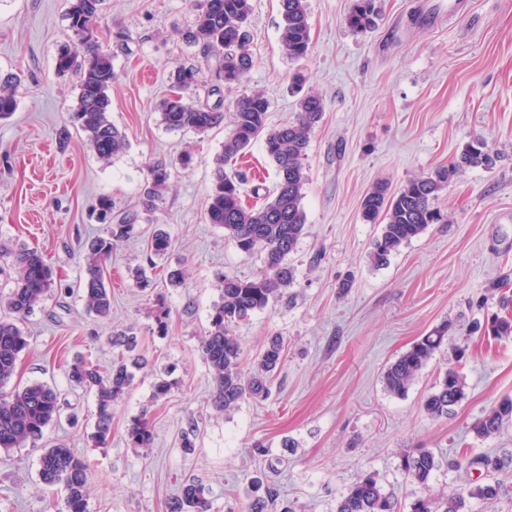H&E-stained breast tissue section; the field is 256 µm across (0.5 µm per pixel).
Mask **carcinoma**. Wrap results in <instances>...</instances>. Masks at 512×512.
Masks as SVG:
<instances>
[{"label": "carcinoma", "instance_id": "1", "mask_svg": "<svg viewBox=\"0 0 512 512\" xmlns=\"http://www.w3.org/2000/svg\"><path fill=\"white\" fill-rule=\"evenodd\" d=\"M105 0H70L67 20L73 47L58 53L55 72L64 77L77 75V108L73 113L86 140L100 160L108 163L123 153L126 133L112 123L110 90L113 77L112 52L99 42L97 22ZM282 23L279 41L289 60L299 62L311 49V27L306 0H279ZM195 17L186 34L189 42L200 46L203 64L183 65L169 75L171 94L160 104L162 121L173 131L206 134L224 123V89L243 82L254 66L247 49L251 0H194ZM378 11L375 0H353L346 22L352 30L363 32L375 25ZM207 70L210 86L207 96L217 97L213 104L203 102L197 94L202 86V70ZM20 78L0 74V119L18 108ZM270 101L263 91H254L237 99L232 112L231 128L224 138L223 152L218 155L214 180L205 206L209 224L224 229L244 253H260L262 267L249 276L224 273L221 277V302L213 307L209 324L201 340L202 357L211 377L212 403L219 412L237 407L248 398H267L272 377L283 359L284 340L275 338L256 357L257 371L249 378L242 370V350L233 327L248 321L272 301L285 294L294 281V269L288 264L304 234L306 218L301 205L307 175L303 160L307 155L310 133L325 112L323 100L313 94L301 96L295 119L279 127L268 124ZM263 140L265 153L274 165L276 185L259 208L242 202L241 186L245 177L226 172L224 165L237 159L257 140ZM192 163L188 152L176 163L159 162L149 167L153 189L165 187L172 169L187 168ZM493 158L485 142H470L459 159L429 176L407 180L398 190L378 183L363 197L361 219L366 224L381 225L368 258L375 267L384 266L398 249L422 234L428 225L441 221L433 207L438 192L454 181L467 167H490ZM99 214L109 217L107 235L95 238L85 257L82 298L87 312L105 318L112 310V293L106 284L107 260L113 249L132 236L135 224L128 216L112 215V202L103 198ZM172 246L169 235L160 231L147 246L145 263L133 270V278L148 286L155 258L165 255ZM11 259L9 278L12 286L4 298L5 313L0 316V450L19 448L43 436L44 429L59 413L58 394L43 382L7 388L15 374L21 354L29 347L22 323L53 288L51 268L36 249L21 245L6 252ZM483 326L476 325V328ZM495 338L512 336V315H496L484 326ZM451 323L444 322L415 341L384 371L385 390L404 396L422 369L442 350H452L457 360L466 356L467 346L448 336ZM70 380L93 394L96 406L94 437L104 445L112 436V406L127 392L133 380L124 357L113 361L106 372L87 361H77L69 371ZM465 398V381L454 368L425 396L424 412L435 419L446 418L452 408ZM512 425V397H504L472 426L478 439L495 437ZM128 441L135 447L148 448L154 432L147 421L137 419L126 429ZM440 459L430 448L418 446L401 458L408 479L429 487ZM456 469L479 470L483 482L460 489L440 498H419L411 512H469L468 499L494 503L502 493L498 476L512 469V451L502 449L472 457L460 455L449 462ZM39 478L47 487L62 486L66 512H87L88 474L85 462L64 444L45 449L39 461ZM253 497L248 512H268L277 499V490L261 479L252 481ZM212 501L195 482L182 485L173 512H211ZM336 512H395L393 495L378 484L374 476H359L337 503Z\"/></svg>", "mask_w": 512, "mask_h": 512}]
</instances>
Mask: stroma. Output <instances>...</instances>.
<instances>
[{
  "instance_id": "35a3bbf8",
  "label": "stroma",
  "mask_w": 512,
  "mask_h": 512,
  "mask_svg": "<svg viewBox=\"0 0 512 512\" xmlns=\"http://www.w3.org/2000/svg\"><path fill=\"white\" fill-rule=\"evenodd\" d=\"M351 5L307 0L311 52L296 64L279 43V0H252L254 66L225 91V113L240 96L262 90L270 126L293 120L297 98L288 86L297 69L325 112L304 160L306 225L289 257L295 280L287 295L234 329L245 373L277 336L286 342L284 362L267 399L218 413L200 340L220 300L222 274H252L262 260L204 218L228 126L205 135L174 132L157 109L169 94L170 72L201 59L199 46L184 40L192 0H107L99 40L114 55L111 118L128 139L108 163L70 128L75 80L55 73L56 56L69 43L68 0H0V73L21 78L18 109L0 120V246L37 249L55 277L26 320L30 346L14 380L48 383L61 404L40 440L0 452V512H66L63 492L46 490L38 475L45 447L60 442L88 466L87 512H172L192 480L212 512H248L257 477L277 489L270 512H336L363 473L393 492L399 512H410L424 491L401 469L407 448L422 444L439 457L432 479L438 495L476 483L475 473L447 465L461 445L476 453L512 449V427L487 440L471 431L500 398L512 396V338L488 344L469 332L472 320L498 312L493 285L512 276V0H377L379 19L365 33L346 25ZM119 29L128 35L124 50L115 43ZM477 138L486 142L492 168H466L434 201L442 222L402 245L387 265H371L380 227L360 217L365 193L379 182L395 189L433 173ZM186 149L192 167L173 174L154 208H146L149 163ZM103 197L130 215L135 232L107 263L112 312L99 319L87 313L79 284L91 242L106 233L93 216ZM159 229L172 248L158 259L150 286L137 287L129 272ZM171 268L185 272L182 285L168 283ZM347 277L353 283L344 291ZM160 297L170 310L163 333L154 318ZM446 320L455 341L469 345L466 397L449 417L433 419L420 402L451 364L450 352L438 353L405 396L389 395L382 376ZM120 331L135 336L147 365L114 406L112 438L100 447L92 437L94 397L71 382L69 368L88 358L109 369L112 336ZM166 369L176 385L157 402L152 385ZM140 417L154 431L147 448L132 447L126 436ZM193 423L199 438L188 454L179 435Z\"/></svg>"
}]
</instances>
